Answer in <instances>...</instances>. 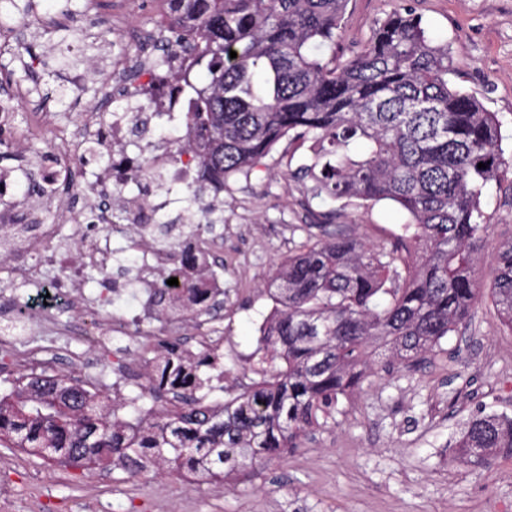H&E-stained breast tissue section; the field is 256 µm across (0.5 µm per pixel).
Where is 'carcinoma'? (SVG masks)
I'll use <instances>...</instances> for the list:
<instances>
[{
	"label": "carcinoma",
	"mask_w": 512,
	"mask_h": 512,
	"mask_svg": "<svg viewBox=\"0 0 512 512\" xmlns=\"http://www.w3.org/2000/svg\"><path fill=\"white\" fill-rule=\"evenodd\" d=\"M348 2L169 0L206 80L198 87L187 74L172 77L196 132L186 150L198 171L185 200L201 213L196 229L224 222L202 204L203 192L224 191L229 176L248 174L287 137L308 144L297 174L315 196L391 201L410 215L403 234L374 248L338 233L288 254L268 284L273 306L260 328L256 379L223 403L197 395L196 367L168 379L171 352L153 361L142 398L177 384L174 400L130 418L105 390L32 370L0 395V443L86 472L118 460L132 476L154 468L176 479H230L336 422L340 399L377 351L416 361L467 322L490 228L481 197L505 166L500 121L450 83L448 46L419 16L391 12L363 48L336 54ZM167 249L182 262L150 289V304L185 299L197 317L217 311L222 291L204 258L179 243ZM491 298L512 331L511 239L499 246ZM453 447L484 464L512 448V415L471 417Z\"/></svg>",
	"instance_id": "cac0c4a2"
}]
</instances>
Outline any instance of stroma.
Returning <instances> with one entry per match:
<instances>
[{"label":"stroma","instance_id":"stroma-1","mask_svg":"<svg viewBox=\"0 0 512 512\" xmlns=\"http://www.w3.org/2000/svg\"><path fill=\"white\" fill-rule=\"evenodd\" d=\"M97 14L85 11V0H39L36 14L15 29L14 49L0 53V84L24 86L27 96L17 108L18 123L31 113L57 116L54 134L73 137L79 116L99 98L100 74L109 72L113 56L135 54L138 32L157 22L154 0H140L137 10L123 15L117 30L103 28L101 19L121 13V0H99ZM422 17L437 42L447 44L450 81L478 97L502 122L504 158L512 164V0H351L343 21L345 48L359 50L375 20L392 11ZM82 77L83 87L64 98L52 97L56 82ZM300 163L288 140H281L249 175L238 174L224 185V222L213 243L203 246L208 269L224 288V304L211 319L182 312L181 331L143 322L144 298L118 277V267L137 276L142 255L133 238L111 242L112 260L105 270L86 264L81 286L86 311L61 305L59 319L88 329L111 324L126 312L140 320L143 337L131 355L151 363L171 346L194 342L203 329L224 336V352L212 366L201 368L209 384L205 401L223 402L249 383L257 365L258 328L272 303L263 292L277 264L310 240L343 232L382 247L407 223L397 205L381 201L370 207H341L314 196L310 181L294 178ZM490 224L483 243L477 281L480 295L467 328L442 340L416 364L385 366L374 361L364 380L346 398L336 423L312 432L284 460L257 465L234 483L183 482L147 471L128 477L121 467L92 474L44 462L39 457L0 445V485L11 494L0 512H512V448L501 449L486 466L474 467L449 446L461 425L478 409L512 412V332L505 329L491 303L496 276L495 253L512 239V167L482 198ZM82 243L74 228L59 226L56 265L42 267L36 256V278H15L14 260L0 256V313L29 322L30 341L46 344L40 318L24 309L42 285L71 273L80 252L97 239L100 226L85 214ZM109 277L119 287L115 306L97 308ZM70 356L56 361L58 371L82 380L71 360L98 361L97 382L104 386L123 415L148 377L123 381L112 375L111 349L70 341Z\"/></svg>","mask_w":512,"mask_h":512}]
</instances>
